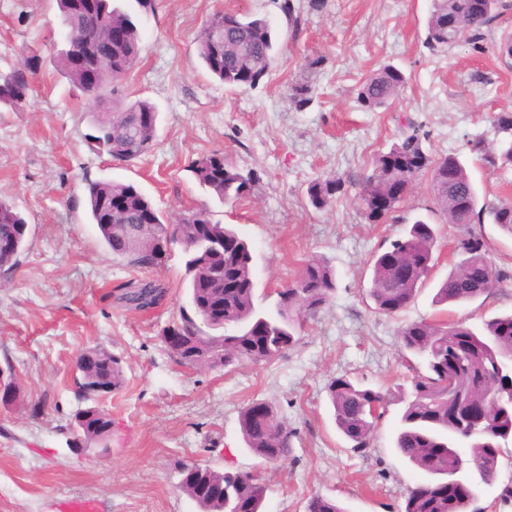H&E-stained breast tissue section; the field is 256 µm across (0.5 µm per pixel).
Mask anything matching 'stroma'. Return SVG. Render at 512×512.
<instances>
[{
  "instance_id": "1",
  "label": "stroma",
  "mask_w": 512,
  "mask_h": 512,
  "mask_svg": "<svg viewBox=\"0 0 512 512\" xmlns=\"http://www.w3.org/2000/svg\"><path fill=\"white\" fill-rule=\"evenodd\" d=\"M114 3L137 13L142 35L140 59L115 97L158 109L151 152L128 165L87 140L94 108L70 94L55 64L65 34L56 0H0V68L34 54L40 60L27 106L0 111V199L28 224L16 268L0 279V369L11 368L17 389L12 400L0 398V512H56L68 498L95 499L101 512H199L176 488L178 460L261 469L265 512H307L315 496L346 512H400L406 489L427 480L393 446L401 404L390 406L371 447L357 455L336 429L327 386L341 375L389 394L406 384L398 330L436 318L432 296L457 259L455 231L434 215L428 182L387 223L370 224L354 181L408 117L424 124L433 156L460 153L481 198L512 197V167L484 168L463 150L467 139L489 133L494 114L512 111V63L493 46L501 31L512 32V14L483 50L461 44L434 55L424 45L432 0H153L146 13L135 0ZM219 11L270 22L281 53L257 87L228 89L200 60L198 34ZM385 64L407 83L391 110L363 111L357 88ZM298 86L310 89L302 104L293 96ZM215 151L254 175L249 196L224 203L194 180L191 162ZM326 176L342 177L345 192L318 210L306 190ZM87 178L134 184L166 216L207 204L214 220L250 242L260 307H273L278 289L313 256L334 268L335 294L303 321L282 358L222 370L179 366L161 331L187 302L183 255L174 251L154 269L113 259L90 222ZM419 216L437 235L430 281L400 315L377 313L367 295L371 258ZM473 230L508 276L487 299L447 314L476 327L512 313V236L489 223ZM142 281L160 283L164 301L127 309L118 299L123 285ZM93 346L121 360L124 380L85 399L75 361ZM255 399L274 400L297 433L290 456L263 467L239 426ZM91 405L111 414V442L68 447L76 412Z\"/></svg>"
}]
</instances>
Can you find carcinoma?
Returning <instances> with one entry per match:
<instances>
[{
    "label": "carcinoma",
    "instance_id": "cac0c4a2",
    "mask_svg": "<svg viewBox=\"0 0 512 512\" xmlns=\"http://www.w3.org/2000/svg\"><path fill=\"white\" fill-rule=\"evenodd\" d=\"M66 31L65 47L57 56L59 72L75 96L92 102H104L114 93L112 71L136 63L141 52L139 25L130 12L100 0L94 12L76 5L75 0H56ZM512 11V0H433L426 24L425 47L432 53L445 52L465 42L475 50L483 49L487 34L499 19ZM211 23L223 28V36L212 28L202 27L197 50L207 71L230 88L255 87L269 76L277 59L276 41L270 24L261 18L237 13L217 12ZM111 28L123 31V39L107 47L100 43ZM82 50L87 64L105 71L103 84L87 87L73 65L71 49ZM37 57L21 66L0 72V109L13 112L28 103ZM406 84L405 74L386 64L372 72L360 85L357 101L368 112L388 110L397 101ZM154 104L138 100L129 104L112 103V110L93 114L94 134L91 146L111 159L132 163L153 146L156 135L137 129L132 116L155 112ZM494 138L479 135L466 141L465 149L488 169L512 164V112H498L491 120ZM427 133L422 125L406 120L402 135L386 151L376 153L371 170L356 180V198L366 220L384 224L397 212L413 191L416 182L427 177L441 223L459 230L454 251L458 260L440 282L433 296L435 306H455L488 297L503 282L501 270L492 268L489 283L472 282L465 276L471 263L484 261L488 249L482 237L471 230L474 224L489 221L512 236V200L481 201L470 172L457 152L438 158L423 147ZM197 182L222 202L236 201L249 194L252 175H244L224 163V154L212 152L192 162ZM340 177L318 178L307 188L310 204L316 209L330 205L343 192ZM396 192L390 210L378 214L372 210L374 198ZM84 192L91 223L97 225L101 241L112 256L139 269L163 264L157 259L154 241L164 240L166 247L177 245L185 256L188 306L162 330V339L181 338L179 347L166 346L177 364L193 369H223L244 363H268L282 357L297 342L299 319L321 309L336 290V273L323 259L307 260L298 278L278 293L275 310L264 311L257 304L253 275V255L248 241L237 230L212 220L207 207L200 210L213 225L217 239L225 249L208 248L200 239L197 225L169 223L151 200L134 185L112 179L84 180ZM124 201V210L112 215V225L104 224L103 203L109 197ZM151 210L159 227L142 228L139 214ZM26 220L8 202L0 200V240L19 242L14 251L0 250V275L16 267L25 247ZM436 234L432 225L421 218L414 220L404 233L390 241L388 247L373 256L368 295L374 309L386 315L404 312L430 277L434 266ZM411 262L413 277L394 280L387 264V253ZM237 278L248 287L234 294L224 292V279ZM166 290L154 281L139 282L121 293L125 306L147 311L160 304ZM224 307L226 328H212L203 318L206 309ZM404 354L422 359L409 363L410 391L400 398L404 403L393 444L411 465L424 472L428 482L410 487L404 493L402 512H467L460 502L444 499L432 492L437 480L456 474H477L481 460L498 452L497 434L512 431V314L497 315L483 321L478 329L463 332L455 322L427 320L405 323L399 331ZM83 371L77 379L84 397L110 393L123 382L121 361L103 347L83 350L79 354ZM336 428L350 445V451L363 454L371 447L372 436L391 403L380 390L367 387L347 376L336 377L327 387ZM488 398L492 401L490 422L477 429L467 442L469 456L459 448V431L448 421V401L464 405ZM268 411L267 429L257 430L252 419V404L240 412L242 440L263 463H274L289 456L296 437L295 429L280 416L275 402L264 401ZM108 419L96 406L79 410L75 427L67 440L72 448H86L112 438ZM211 480H224V496L215 498L208 487L191 488L186 494L200 512H236L240 500L253 503L254 512H263L267 487L257 477L228 467L206 473ZM307 512H345L336 501L316 496L309 501Z\"/></svg>",
    "mask_w": 512,
    "mask_h": 512
}]
</instances>
